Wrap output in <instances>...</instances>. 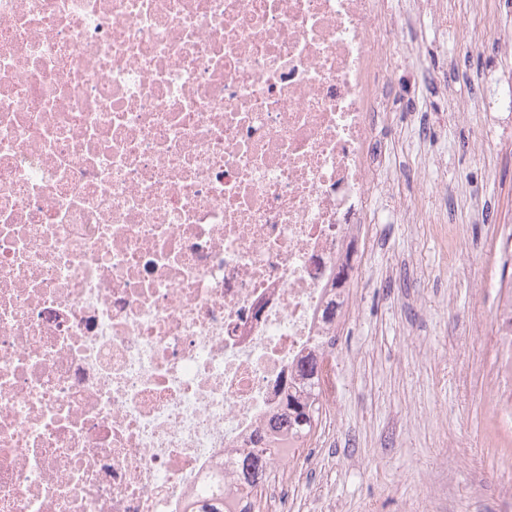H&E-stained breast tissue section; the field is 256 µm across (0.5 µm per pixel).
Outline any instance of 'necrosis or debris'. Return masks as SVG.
<instances>
[{"instance_id": "necrosis-or-debris-1", "label": "necrosis or debris", "mask_w": 512, "mask_h": 512, "mask_svg": "<svg viewBox=\"0 0 512 512\" xmlns=\"http://www.w3.org/2000/svg\"><path fill=\"white\" fill-rule=\"evenodd\" d=\"M383 0H0V512H191L350 314ZM512 90L454 108L489 141ZM331 320L322 312L333 300Z\"/></svg>"}]
</instances>
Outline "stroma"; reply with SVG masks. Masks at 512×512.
<instances>
[{"instance_id": "stroma-1", "label": "stroma", "mask_w": 512, "mask_h": 512, "mask_svg": "<svg viewBox=\"0 0 512 512\" xmlns=\"http://www.w3.org/2000/svg\"><path fill=\"white\" fill-rule=\"evenodd\" d=\"M447 26L406 24L398 36L424 40V58H403L387 103L383 145H396L398 179L377 196L423 200L416 224L374 226L365 274L350 288L359 307L336 338V414L306 449L307 474L290 496L291 512H512V418L486 406L496 382L495 306L500 289L483 285L512 274L497 252L499 223L512 220V139L474 155L477 134L449 119L476 82L496 95L512 78V55L478 36L471 0H441ZM447 71V88L418 85L420 66ZM445 155L442 175L421 173L417 151ZM493 177L472 190L478 165ZM462 225V246L445 249L435 217ZM482 329H474V320Z\"/></svg>"}]
</instances>
